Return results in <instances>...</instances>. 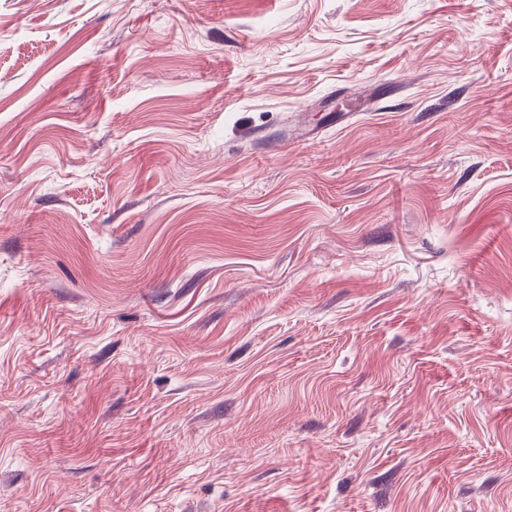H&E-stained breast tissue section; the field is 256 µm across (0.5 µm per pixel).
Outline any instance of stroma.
<instances>
[{
    "instance_id": "obj_1",
    "label": "stroma",
    "mask_w": 512,
    "mask_h": 512,
    "mask_svg": "<svg viewBox=\"0 0 512 512\" xmlns=\"http://www.w3.org/2000/svg\"><path fill=\"white\" fill-rule=\"evenodd\" d=\"M0 512H512V0H0Z\"/></svg>"
}]
</instances>
